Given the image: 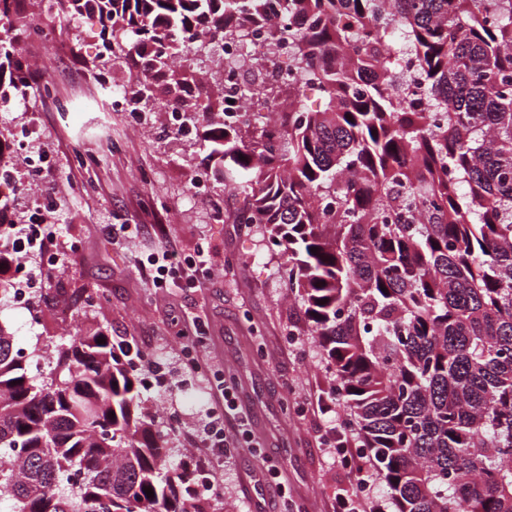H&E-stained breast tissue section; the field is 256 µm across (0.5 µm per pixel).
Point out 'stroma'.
<instances>
[{"label": "stroma", "mask_w": 512, "mask_h": 512, "mask_svg": "<svg viewBox=\"0 0 512 512\" xmlns=\"http://www.w3.org/2000/svg\"><path fill=\"white\" fill-rule=\"evenodd\" d=\"M40 23L44 40L28 38L23 47L53 93L0 101V137L15 158L13 220L28 225L50 197L57 247L26 254L9 273L29 278L40 312L9 304L0 307V323L27 353L98 327L112 342L135 343L147 360L178 371L175 385L147 375L143 392L162 424L181 427L166 445L175 469L186 454L183 431L211 405L206 380L180 367L185 342L176 332L186 317H199L208 328L201 354L237 382L255 442L200 467L196 490L207 512H278L281 486L290 512H332L350 476L322 438L343 428L345 412L330 406L332 374L279 273L282 255L266 248L258 228L227 221L235 203L225 199L220 174L200 163L203 124L179 133L158 112L137 130L127 112L113 108V94L135 67L119 60L93 66L101 49L95 20L67 22L55 10L42 12ZM41 148L53 163L34 179L23 158ZM199 174L209 184L204 195L194 192ZM113 224L140 230L114 235ZM201 245L212 261L204 289L159 291L139 273L149 258L191 255ZM215 474L224 481L216 494L209 490Z\"/></svg>", "instance_id": "35a3bbf8"}]
</instances>
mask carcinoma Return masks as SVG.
<instances>
[{"mask_svg": "<svg viewBox=\"0 0 512 512\" xmlns=\"http://www.w3.org/2000/svg\"><path fill=\"white\" fill-rule=\"evenodd\" d=\"M270 2L55 0L96 13L113 57L145 60L137 108L208 117L201 164L239 199L227 220L264 225L284 257L393 512H512V0H280L283 25ZM14 3L0 100L31 90ZM256 26L289 42L293 78L252 70L240 95L278 111L228 122L213 57ZM403 48L423 108L395 91ZM198 77L212 96L192 94ZM14 200L0 193V238ZM144 388L99 330L62 338L33 376L0 326L9 512H201L195 471H163L169 432L139 413Z\"/></svg>", "mask_w": 512, "mask_h": 512, "instance_id": "carcinoma-1", "label": "carcinoma"}]
</instances>
